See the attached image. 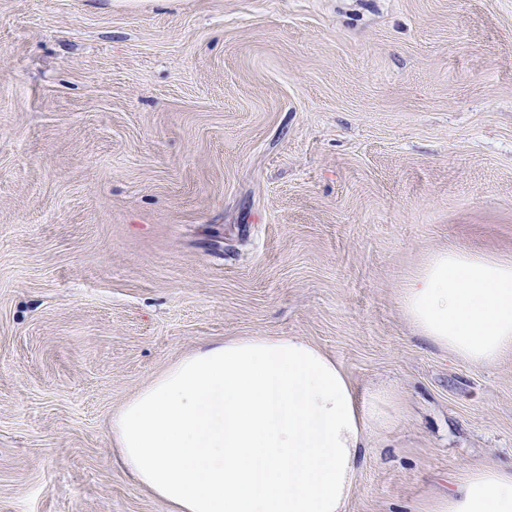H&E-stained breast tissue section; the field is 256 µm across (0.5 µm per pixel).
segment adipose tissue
Here are the masks:
<instances>
[{"label":"adipose tissue","instance_id":"1","mask_svg":"<svg viewBox=\"0 0 512 512\" xmlns=\"http://www.w3.org/2000/svg\"><path fill=\"white\" fill-rule=\"evenodd\" d=\"M400 306L418 333L465 362L512 351V260L434 254ZM402 415L389 389L359 405L340 365L299 336L205 344L112 418L120 463L172 512H345L360 451ZM416 512H512V468L466 472Z\"/></svg>","mask_w":512,"mask_h":512}]
</instances>
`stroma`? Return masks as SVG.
I'll list each match as a JSON object with an SVG mask.
<instances>
[{"label": "stroma", "mask_w": 512, "mask_h": 512, "mask_svg": "<svg viewBox=\"0 0 512 512\" xmlns=\"http://www.w3.org/2000/svg\"><path fill=\"white\" fill-rule=\"evenodd\" d=\"M512 260V0H0V512H171L119 408L200 345L300 336L403 410L346 512L512 464V353L398 297Z\"/></svg>", "instance_id": "stroma-1"}]
</instances>
